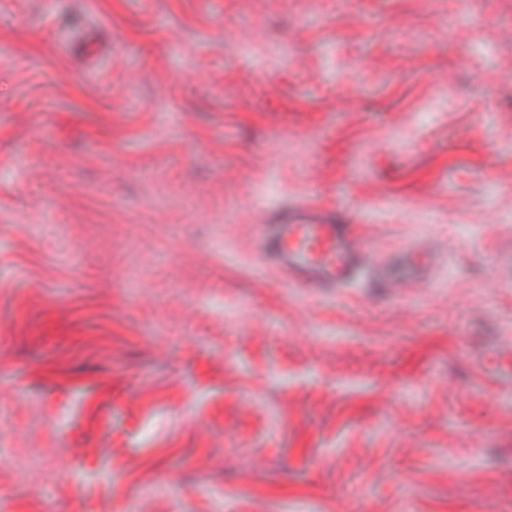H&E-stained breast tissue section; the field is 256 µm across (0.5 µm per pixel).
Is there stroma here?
Wrapping results in <instances>:
<instances>
[{"instance_id":"35a3bbf8","label":"stroma","mask_w":512,"mask_h":512,"mask_svg":"<svg viewBox=\"0 0 512 512\" xmlns=\"http://www.w3.org/2000/svg\"><path fill=\"white\" fill-rule=\"evenodd\" d=\"M511 265L512 0H0V512H512ZM258 234L265 260L297 286L342 288L377 267L352 225L324 221L304 210L289 209L282 224H261ZM424 264V261L408 253L405 256L401 269L397 274L391 276L390 283L395 287L402 283L406 284L421 280L425 272Z\"/></svg>"}]
</instances>
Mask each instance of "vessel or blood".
Instances as JSON below:
<instances>
[{"label":"vessel or blood","instance_id":"1","mask_svg":"<svg viewBox=\"0 0 512 512\" xmlns=\"http://www.w3.org/2000/svg\"><path fill=\"white\" fill-rule=\"evenodd\" d=\"M265 260L285 272L291 283L310 288H341L360 282L374 271V259L351 225L325 221L296 209L279 224L259 227ZM424 263L406 256L401 269L390 278L392 285L422 279Z\"/></svg>","mask_w":512,"mask_h":512}]
</instances>
